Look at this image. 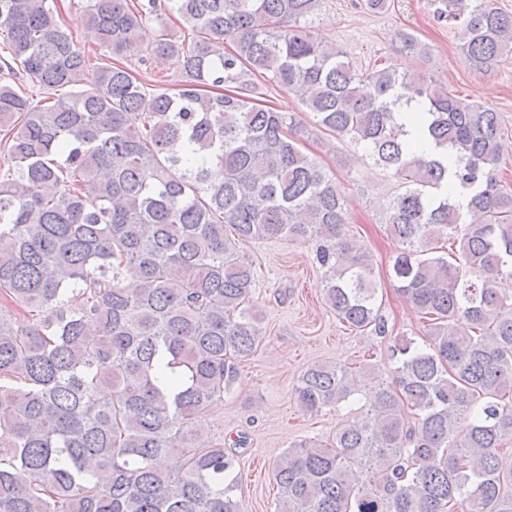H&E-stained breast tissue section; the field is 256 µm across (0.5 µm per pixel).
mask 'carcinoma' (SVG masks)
<instances>
[{
    "label": "carcinoma",
    "mask_w": 512,
    "mask_h": 512,
    "mask_svg": "<svg viewBox=\"0 0 512 512\" xmlns=\"http://www.w3.org/2000/svg\"><path fill=\"white\" fill-rule=\"evenodd\" d=\"M434 2L476 70L512 53V12ZM320 3L89 0L108 53L91 67L57 0H0L7 66L44 94L0 83V297L31 315L0 314V512H247L237 455L196 425L263 341L243 242L320 241L326 303L352 330L389 335L342 190L301 150L297 115L258 103L259 78L302 92L318 130L401 182L386 221L391 274L425 320L421 341L390 347L387 377L326 362L300 374L304 412L363 387L369 399L331 438L283 453L276 512H512V294L501 287L512 193L497 183L499 113L422 72H359L310 30ZM164 8L192 37L163 28L142 46V21ZM170 58L183 72L172 95L126 66ZM412 102L441 154L403 139L397 117ZM456 185L471 190L466 202Z\"/></svg>",
    "instance_id": "obj_1"
}]
</instances>
